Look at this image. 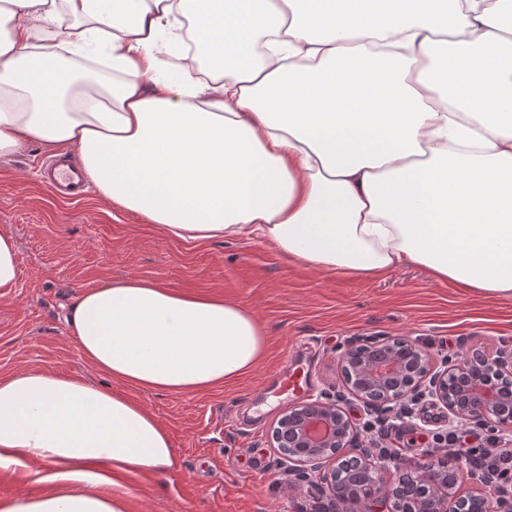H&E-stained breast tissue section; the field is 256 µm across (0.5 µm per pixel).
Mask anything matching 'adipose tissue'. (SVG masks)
<instances>
[{
  "label": "adipose tissue",
  "instance_id": "1",
  "mask_svg": "<svg viewBox=\"0 0 512 512\" xmlns=\"http://www.w3.org/2000/svg\"><path fill=\"white\" fill-rule=\"evenodd\" d=\"M108 51L106 90L55 59ZM75 150L99 196L182 241L246 236L305 267L423 268L512 297V0H0V156ZM67 323L112 382L195 394L263 357L239 302L126 279ZM83 491L0 512H125L123 476L176 470L125 393L0 380V468Z\"/></svg>",
  "mask_w": 512,
  "mask_h": 512
}]
</instances>
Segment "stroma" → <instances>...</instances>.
I'll return each mask as SVG.
<instances>
[{
    "mask_svg": "<svg viewBox=\"0 0 512 512\" xmlns=\"http://www.w3.org/2000/svg\"><path fill=\"white\" fill-rule=\"evenodd\" d=\"M52 152L33 144L0 156V232L14 238L19 268L16 288L0 297V379L39 369L106 383L80 357L67 315L82 289L128 278L237 300L268 338L256 369L232 384L193 395L127 389L170 432L179 469L169 477H125L126 512H315L305 489L290 486L271 431L288 407L343 389L340 360L350 342L405 336L441 359L470 345L493 351L512 339V298L474 295L418 267L383 278L335 275L243 238L169 239L93 190L60 199L40 174ZM292 356L307 368L309 389L271 397L267 386ZM348 407L358 428L374 421L360 413L359 401ZM408 410L405 420L387 413L374 422L386 432L379 447L412 457L442 413L424 401Z\"/></svg>",
    "mask_w": 512,
    "mask_h": 512,
    "instance_id": "obj_1",
    "label": "stroma"
}]
</instances>
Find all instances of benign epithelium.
Instances as JSON below:
<instances>
[{"mask_svg": "<svg viewBox=\"0 0 512 512\" xmlns=\"http://www.w3.org/2000/svg\"><path fill=\"white\" fill-rule=\"evenodd\" d=\"M345 391L288 408L272 438L285 448L288 477L307 487L320 512H467L469 496L459 485L470 480L493 488L489 512H512V483L489 471L467 469L454 459L406 458L362 443L346 405L361 403L368 416L388 413L403 401H426L446 412L444 425L492 427L512 434V346L490 353L472 346L453 364L437 360L429 347L403 336H375L348 345L342 355Z\"/></svg>", "mask_w": 512, "mask_h": 512, "instance_id": "1", "label": "benign epithelium"}]
</instances>
